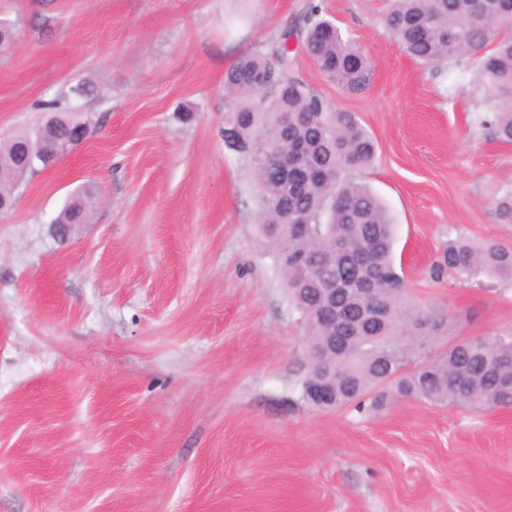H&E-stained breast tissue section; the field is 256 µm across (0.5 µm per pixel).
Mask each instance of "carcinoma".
<instances>
[{"instance_id":"carcinoma-1","label":"carcinoma","mask_w":512,"mask_h":512,"mask_svg":"<svg viewBox=\"0 0 512 512\" xmlns=\"http://www.w3.org/2000/svg\"><path fill=\"white\" fill-rule=\"evenodd\" d=\"M386 29L424 65H462L479 58L487 91L482 123L512 143V0H390ZM345 90L369 86L372 68L360 47L311 0L301 19L267 49L240 59L225 74L232 103L224 113V142L253 171L260 230L268 240L305 332L301 395L311 384L336 383V407L380 406L391 395L476 410L512 406V341L483 336L458 341L425 359L447 334L449 316L406 299L393 261V227L384 205L360 174L376 143L355 113L330 103L291 73L297 50ZM77 96L42 103L45 112H72ZM91 185L56 217L89 221ZM500 224H512V190L495 197ZM288 233H283V225ZM448 271L460 279L486 275L512 281V246L448 242ZM334 280L327 303L324 279ZM336 341L330 363L310 352Z\"/></svg>"}]
</instances>
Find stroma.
<instances>
[{
	"mask_svg": "<svg viewBox=\"0 0 512 512\" xmlns=\"http://www.w3.org/2000/svg\"><path fill=\"white\" fill-rule=\"evenodd\" d=\"M308 0H0V138L41 101L100 87L87 139L27 178L0 214V512H512V407L403 397L303 401L297 311L224 144V75ZM387 0H322L373 63L348 93L377 154L363 179L395 228L397 271L450 316L443 350L512 340V283L462 281L449 240L512 245L490 202L512 144L480 123L474 63L425 67L383 24ZM97 203L68 240L53 219L84 184Z\"/></svg>",
	"mask_w": 512,
	"mask_h": 512,
	"instance_id": "35a3bbf8",
	"label": "stroma"
}]
</instances>
